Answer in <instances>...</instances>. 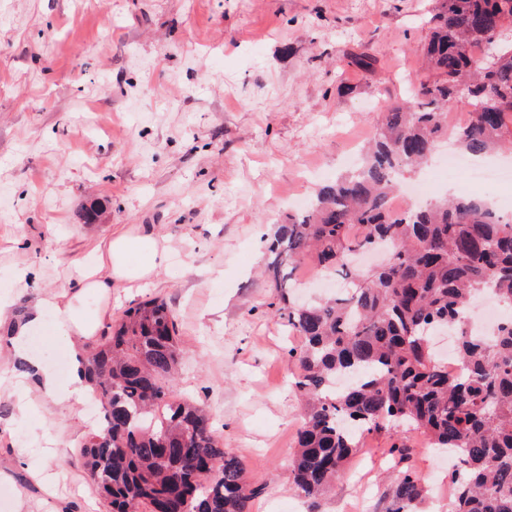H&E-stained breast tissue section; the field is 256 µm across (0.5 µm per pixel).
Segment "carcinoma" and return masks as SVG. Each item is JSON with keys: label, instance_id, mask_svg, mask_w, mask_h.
<instances>
[{"label": "carcinoma", "instance_id": "obj_1", "mask_svg": "<svg viewBox=\"0 0 512 512\" xmlns=\"http://www.w3.org/2000/svg\"><path fill=\"white\" fill-rule=\"evenodd\" d=\"M423 49L427 76L384 113L360 166L322 186L278 224L264 273L275 313L302 339L289 352L305 402L290 479L317 500L371 434L420 430L459 459L448 512H512V317L487 338L466 314L485 288L512 310V223L486 201L439 196L395 212L396 179L450 134L483 159L512 149V0H437ZM484 46L482 58L469 54ZM465 99L471 123L448 131L443 107ZM307 263L349 290L315 303L292 294ZM458 331L459 369L432 352L430 331ZM178 328L159 298L128 307L82 361L102 423L83 445L111 512H252L256 491L209 415L175 392ZM351 376L338 389L336 380ZM426 486L413 469L393 484L391 512H414Z\"/></svg>", "mask_w": 512, "mask_h": 512}]
</instances>
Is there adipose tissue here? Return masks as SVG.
<instances>
[{"label": "adipose tissue", "instance_id": "obj_1", "mask_svg": "<svg viewBox=\"0 0 512 512\" xmlns=\"http://www.w3.org/2000/svg\"><path fill=\"white\" fill-rule=\"evenodd\" d=\"M168 261L169 255L161 237L152 230L117 232L100 249L96 264L78 271L75 292L45 294L29 308L25 323L16 328L13 351L27 363L30 379L46 396L73 407L83 402L90 391V383L78 363L74 364L70 378L64 382L49 372L42 360L26 347L30 328L39 325L46 315H53L57 336L72 356H80L85 341L100 335L110 318L107 307L86 310L82 298L88 294L107 297L111 295L113 285H132L152 279Z\"/></svg>", "mask_w": 512, "mask_h": 512}]
</instances>
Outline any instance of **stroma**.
<instances>
[{"mask_svg":"<svg viewBox=\"0 0 512 512\" xmlns=\"http://www.w3.org/2000/svg\"><path fill=\"white\" fill-rule=\"evenodd\" d=\"M435 0H0V300L31 306L73 290L76 266L119 228L154 227L172 253L109 305L159 297L183 349L179 396L209 410L258 494L253 512H389L402 467L367 436L317 501L288 479L302 402L299 347L274 317L265 240L293 194L312 198L350 168L383 112L422 73ZM372 71L345 65L349 53ZM95 223H87L89 209ZM27 347L60 379L72 358L53 318ZM19 416L0 396V512H107L79 455L94 433L30 386ZM423 512L448 495V461L404 435Z\"/></svg>","mask_w":512,"mask_h":512,"instance_id":"stroma-1","label":"stroma"}]
</instances>
